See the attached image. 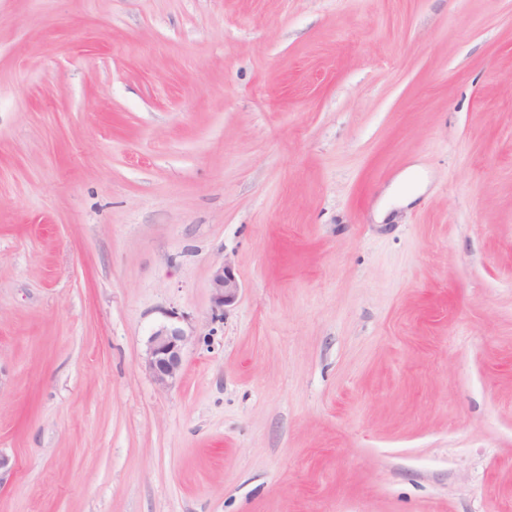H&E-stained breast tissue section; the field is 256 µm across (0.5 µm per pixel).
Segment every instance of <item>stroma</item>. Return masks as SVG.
Segmentation results:
<instances>
[{
    "instance_id": "stroma-1",
    "label": "stroma",
    "mask_w": 512,
    "mask_h": 512,
    "mask_svg": "<svg viewBox=\"0 0 512 512\" xmlns=\"http://www.w3.org/2000/svg\"><path fill=\"white\" fill-rule=\"evenodd\" d=\"M0 455V512H512V0H0ZM212 311L216 317L224 315L226 307L233 305L241 292L234 269L225 262L216 264L210 277ZM189 336L172 325H161L149 335L143 366L158 388H171L181 377Z\"/></svg>"
}]
</instances>
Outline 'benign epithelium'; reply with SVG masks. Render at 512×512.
I'll return each instance as SVG.
<instances>
[{"label": "benign epithelium", "instance_id": "benign-epithelium-1", "mask_svg": "<svg viewBox=\"0 0 512 512\" xmlns=\"http://www.w3.org/2000/svg\"><path fill=\"white\" fill-rule=\"evenodd\" d=\"M213 314L224 315L241 292V285L231 265L222 262L214 266L210 277ZM189 335L180 327L161 325L151 332L146 342L143 366L160 389L172 387L181 377Z\"/></svg>", "mask_w": 512, "mask_h": 512}]
</instances>
